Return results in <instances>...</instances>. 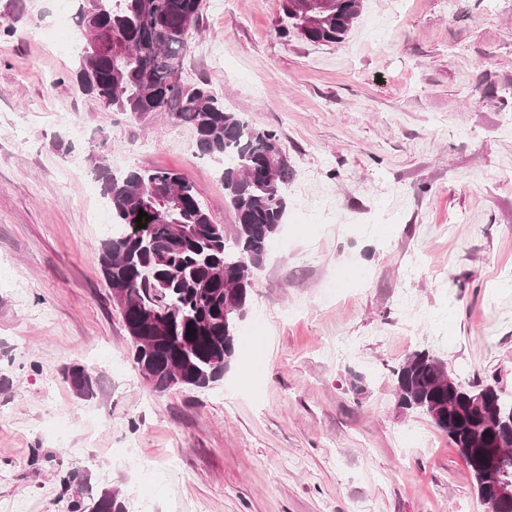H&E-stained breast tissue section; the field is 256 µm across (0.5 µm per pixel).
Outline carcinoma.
I'll return each mask as SVG.
<instances>
[{
    "instance_id": "carcinoma-1",
    "label": "carcinoma",
    "mask_w": 512,
    "mask_h": 512,
    "mask_svg": "<svg viewBox=\"0 0 512 512\" xmlns=\"http://www.w3.org/2000/svg\"><path fill=\"white\" fill-rule=\"evenodd\" d=\"M363 0H282L288 24L305 40H345ZM204 0H78L77 38L83 42L74 71L75 87L113 112L141 118L167 112L190 127L200 155L222 164L225 196L236 212L234 236L214 223L195 186L169 169L115 172L99 160L96 179L118 231L100 243V267L109 288L127 292L119 310L138 369L158 393L169 389L178 370L189 389L207 388L224 376L237 348L253 279L283 224L285 190L292 175L288 156L273 131L252 126L230 112L207 83L179 79L199 27ZM146 234H131L139 211ZM192 334H187V331ZM445 363L427 350L415 351L392 370L393 403L402 413L427 416L457 448L474 478L485 512H497L480 469L486 449L497 447V430L512 429V396L498 381L469 387L448 384ZM77 395L91 398L97 378L83 365L64 371ZM81 512H128L117 490H104Z\"/></svg>"
}]
</instances>
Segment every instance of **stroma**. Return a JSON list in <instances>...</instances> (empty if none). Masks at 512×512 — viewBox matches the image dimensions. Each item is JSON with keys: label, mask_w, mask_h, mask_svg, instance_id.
Wrapping results in <instances>:
<instances>
[{"label": "stroma", "mask_w": 512, "mask_h": 512, "mask_svg": "<svg viewBox=\"0 0 512 512\" xmlns=\"http://www.w3.org/2000/svg\"><path fill=\"white\" fill-rule=\"evenodd\" d=\"M74 13L0 0V502L76 512L113 488L129 512H484L448 438L395 409L391 371L426 348L512 394V0H364L332 45L278 36L280 0H207L184 81L276 132L293 177L223 378L164 393L100 274L94 161L179 171L225 234L236 216L188 127L76 93ZM131 444L149 469L116 465ZM66 381L80 397H93L98 386L97 378L83 365H72L64 371Z\"/></svg>", "instance_id": "stroma-1"}]
</instances>
